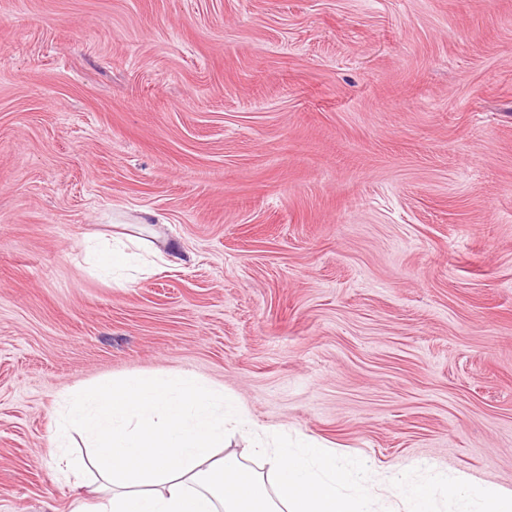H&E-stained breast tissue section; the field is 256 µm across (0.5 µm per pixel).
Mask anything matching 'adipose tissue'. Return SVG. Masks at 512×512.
Here are the masks:
<instances>
[{"instance_id": "ef3b65f1", "label": "adipose tissue", "mask_w": 512, "mask_h": 512, "mask_svg": "<svg viewBox=\"0 0 512 512\" xmlns=\"http://www.w3.org/2000/svg\"><path fill=\"white\" fill-rule=\"evenodd\" d=\"M52 449L68 432L83 434L102 491L73 512H372L379 487L365 480L355 493L342 490L344 466L335 449L311 440L300 449L277 446L273 434H257L250 453L263 458L267 476L240 456L217 455L226 436L248 431L239 407L195 373L130 376L100 381L63 394ZM407 512H438L452 497L459 512H512V491L444 474L411 479L395 469Z\"/></svg>"}]
</instances>
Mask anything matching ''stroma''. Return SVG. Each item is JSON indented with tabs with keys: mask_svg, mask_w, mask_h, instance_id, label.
<instances>
[{
	"mask_svg": "<svg viewBox=\"0 0 512 512\" xmlns=\"http://www.w3.org/2000/svg\"><path fill=\"white\" fill-rule=\"evenodd\" d=\"M183 371L512 490V0H0V512L94 500L62 392ZM118 236L113 235L112 243L108 244L101 267L110 276V279H113V283L114 274L118 276L115 278V284L120 287L123 286L124 272L132 267V263L131 254L127 251L128 245Z\"/></svg>",
	"mask_w": 512,
	"mask_h": 512,
	"instance_id": "35a3bbf8",
	"label": "stroma"
}]
</instances>
